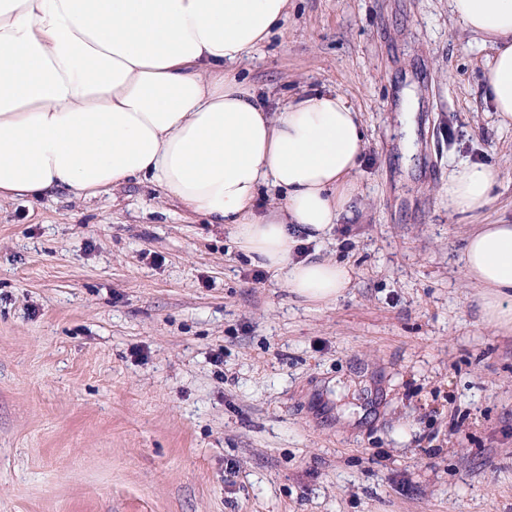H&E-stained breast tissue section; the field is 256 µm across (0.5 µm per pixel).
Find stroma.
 <instances>
[{
  "mask_svg": "<svg viewBox=\"0 0 512 512\" xmlns=\"http://www.w3.org/2000/svg\"><path fill=\"white\" fill-rule=\"evenodd\" d=\"M493 51L450 0H290L235 66L268 111L344 95L366 147L310 305L145 181L0 201V512H512V332L463 253L512 224ZM499 174L481 213L448 178ZM262 280H255V273Z\"/></svg>",
  "mask_w": 512,
  "mask_h": 512,
  "instance_id": "obj_1",
  "label": "stroma"
}]
</instances>
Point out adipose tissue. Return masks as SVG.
Instances as JSON below:
<instances>
[{
  "label": "adipose tissue",
  "instance_id": "ef3b65f1",
  "mask_svg": "<svg viewBox=\"0 0 512 512\" xmlns=\"http://www.w3.org/2000/svg\"><path fill=\"white\" fill-rule=\"evenodd\" d=\"M490 37L486 75L512 122V0H451ZM288 0H0V199L85 200L132 179L210 223L310 303L336 301L351 266L298 260L332 231L355 191L365 133L340 94H301L264 112L231 65L279 27ZM495 170L467 165L448 207L479 213ZM282 202L259 212L261 186ZM487 326L512 328V225L483 224L463 255Z\"/></svg>",
  "mask_w": 512,
  "mask_h": 512
}]
</instances>
